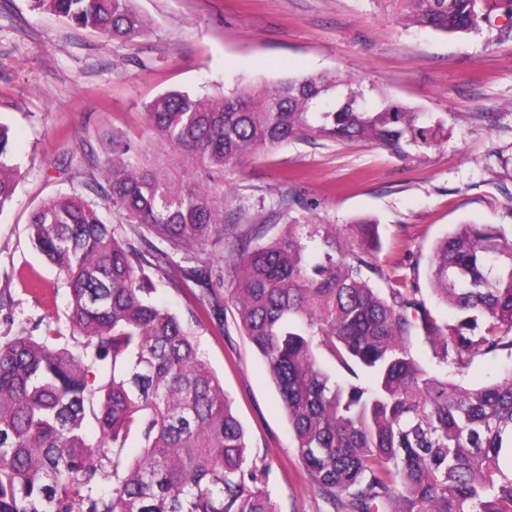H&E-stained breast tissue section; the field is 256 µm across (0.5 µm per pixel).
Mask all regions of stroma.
Listing matches in <instances>:
<instances>
[{
	"label": "stroma",
	"mask_w": 512,
	"mask_h": 512,
	"mask_svg": "<svg viewBox=\"0 0 512 512\" xmlns=\"http://www.w3.org/2000/svg\"><path fill=\"white\" fill-rule=\"evenodd\" d=\"M150 32L124 43L102 38L29 0H0V122L21 167L0 211V336L38 322L66 325L70 290L30 245L31 208L50 197L86 195L90 156L118 129L161 151L145 134L144 106L180 89L211 95L236 80L275 83L333 71L378 83L442 119L440 147L400 157L369 141L292 142L225 172L253 205L293 190L314 221L379 222L377 263L425 291L441 316L452 311L427 290L437 240L462 223L512 235V17L491 12L479 30L447 36L403 26L373 0H134ZM204 359L224 383L262 485L279 512H332L303 468L288 417L259 353L232 306L197 329Z\"/></svg>",
	"instance_id": "stroma-1"
}]
</instances>
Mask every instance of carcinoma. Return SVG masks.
<instances>
[{"label": "carcinoma", "instance_id": "carcinoma-1", "mask_svg": "<svg viewBox=\"0 0 512 512\" xmlns=\"http://www.w3.org/2000/svg\"><path fill=\"white\" fill-rule=\"evenodd\" d=\"M30 2L113 40L151 30L133 0ZM374 2L444 35L489 19L484 0ZM145 111L150 135L206 179L184 177L114 131L103 159H91L99 177L88 188L125 224L104 223L98 205L76 195L31 211L32 247L69 285L72 333L48 326L44 336L0 341V512H276L192 331L220 319L223 300L265 359L307 474L333 512H512L502 461L512 449V371L469 389L413 353L419 344L461 373L512 351V238L459 224L436 243L428 283L454 310L451 322L416 284L376 269L375 222L338 230L293 215L303 206L295 195L254 208L224 184V171L309 138L423 153L448 139L444 122L374 82L331 73L218 95L170 91ZM18 175L1 123L0 212ZM158 281L198 289L190 321L154 301ZM77 334L84 341L74 345ZM325 354L365 381L336 379Z\"/></svg>", "mask_w": 512, "mask_h": 512}]
</instances>
